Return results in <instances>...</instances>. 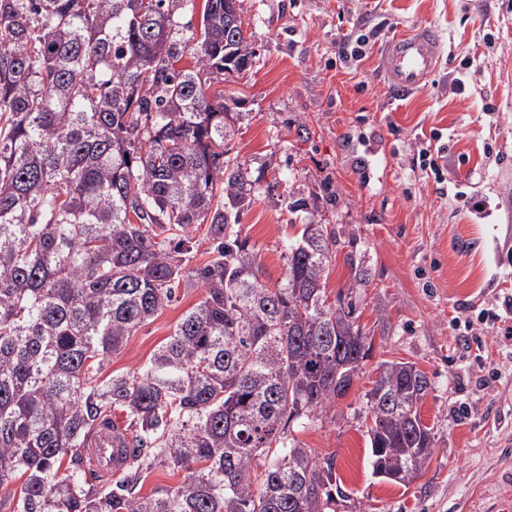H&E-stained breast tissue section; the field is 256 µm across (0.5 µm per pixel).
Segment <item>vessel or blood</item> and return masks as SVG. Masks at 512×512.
<instances>
[{
  "label": "vessel or blood",
  "instance_id": "obj_1",
  "mask_svg": "<svg viewBox=\"0 0 512 512\" xmlns=\"http://www.w3.org/2000/svg\"><path fill=\"white\" fill-rule=\"evenodd\" d=\"M440 59L434 28L421 26L393 36L382 50L380 66L389 88L404 96L433 77ZM86 455L100 476L108 478L121 473L130 455L122 428L108 419L99 422L87 444Z\"/></svg>",
  "mask_w": 512,
  "mask_h": 512
}]
</instances>
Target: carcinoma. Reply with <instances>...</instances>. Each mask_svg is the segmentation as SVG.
<instances>
[{
  "label": "carcinoma",
  "instance_id": "obj_1",
  "mask_svg": "<svg viewBox=\"0 0 512 512\" xmlns=\"http://www.w3.org/2000/svg\"><path fill=\"white\" fill-rule=\"evenodd\" d=\"M241 0H0V512H336L333 459L290 427L345 396L371 357L354 290L328 302L333 227L305 224L274 287L242 235L249 172L224 158V93L205 76L253 62ZM194 65L180 69L184 54ZM214 257L186 270L191 232ZM206 295L149 364L98 379L102 362L174 296ZM410 362L369 391L373 474L417 480L433 450ZM125 417L132 454L91 485L85 444ZM186 471L139 493L145 459Z\"/></svg>",
  "mask_w": 512,
  "mask_h": 512
}]
</instances>
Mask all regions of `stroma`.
Returning <instances> with one entry per match:
<instances>
[{
    "label": "stroma",
    "instance_id": "obj_1",
    "mask_svg": "<svg viewBox=\"0 0 512 512\" xmlns=\"http://www.w3.org/2000/svg\"><path fill=\"white\" fill-rule=\"evenodd\" d=\"M242 8L253 66L211 90L223 92L232 116L226 155L256 182L240 222L268 285L283 278L286 244L301 224L336 230L328 297L348 281L350 259H368L370 282L356 297L373 357L293 437L334 459L350 496L337 512H496L512 497V340L490 328L466 338L453 322L512 294V0H243ZM420 25L439 32L440 67L427 87L398 99L380 53L396 32ZM356 26L378 31L359 62L338 53ZM434 130L444 148L439 179L413 167ZM301 197L307 210L290 212ZM476 201L484 211L473 210ZM205 293L179 287L100 377L147 363ZM385 362L414 363L432 382L418 411L434 451L406 487L372 473L367 394Z\"/></svg>",
    "mask_w": 512,
    "mask_h": 512
}]
</instances>
